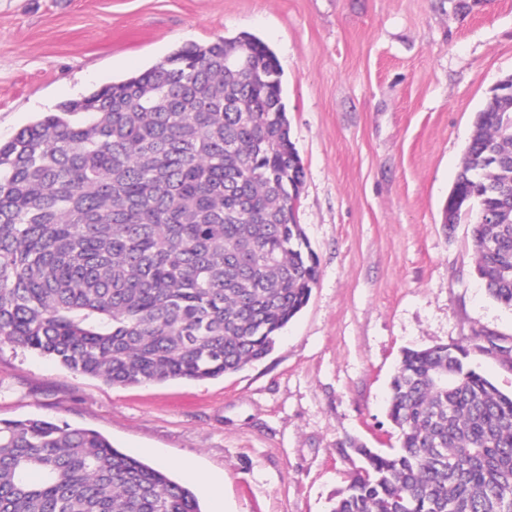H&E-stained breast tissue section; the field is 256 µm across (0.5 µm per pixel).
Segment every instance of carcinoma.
Masks as SVG:
<instances>
[{"label": "carcinoma", "instance_id": "obj_1", "mask_svg": "<svg viewBox=\"0 0 512 512\" xmlns=\"http://www.w3.org/2000/svg\"><path fill=\"white\" fill-rule=\"evenodd\" d=\"M241 51L246 70L224 64ZM282 69L242 32L173 50L0 141V347L112 385L206 380L267 357L318 261L290 189L304 172ZM475 273L512 310V99L476 113L448 195ZM499 208L497 224L479 223ZM459 345L405 349L398 447L330 512H512V393ZM0 512H202L192 491L86 428L0 420Z\"/></svg>", "mask_w": 512, "mask_h": 512}]
</instances>
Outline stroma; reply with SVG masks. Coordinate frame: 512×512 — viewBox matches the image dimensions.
Instances as JSON below:
<instances>
[{
    "instance_id": "1",
    "label": "stroma",
    "mask_w": 512,
    "mask_h": 512,
    "mask_svg": "<svg viewBox=\"0 0 512 512\" xmlns=\"http://www.w3.org/2000/svg\"><path fill=\"white\" fill-rule=\"evenodd\" d=\"M252 33L276 52L319 261L262 361L215 379L114 386L0 348V419L52 418L170 474L203 512H330L397 446L404 348L457 344L512 391V310L443 211L475 113L512 75V0H0V140L174 48ZM222 483L215 501L209 481Z\"/></svg>"
}]
</instances>
